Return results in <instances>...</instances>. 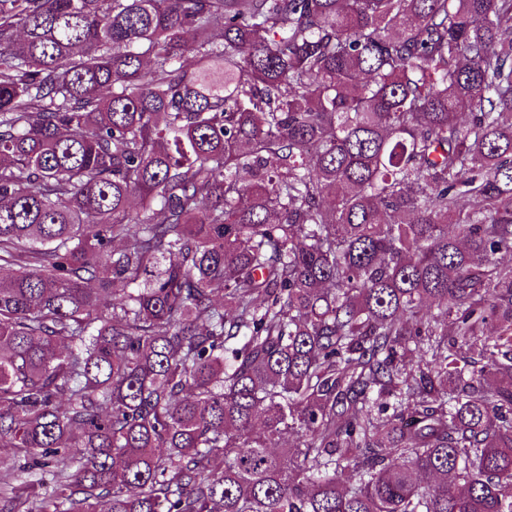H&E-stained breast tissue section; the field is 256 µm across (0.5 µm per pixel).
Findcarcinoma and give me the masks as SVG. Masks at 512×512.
Instances as JSON below:
<instances>
[{
  "instance_id": "carcinoma-1",
  "label": "carcinoma",
  "mask_w": 512,
  "mask_h": 512,
  "mask_svg": "<svg viewBox=\"0 0 512 512\" xmlns=\"http://www.w3.org/2000/svg\"><path fill=\"white\" fill-rule=\"evenodd\" d=\"M506 257L512 0H0L1 500L512 512Z\"/></svg>"
}]
</instances>
